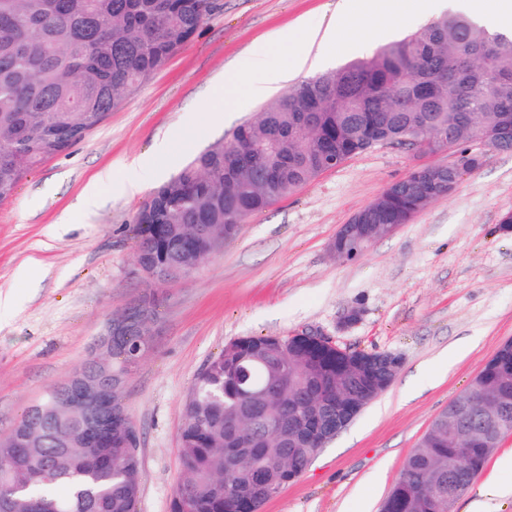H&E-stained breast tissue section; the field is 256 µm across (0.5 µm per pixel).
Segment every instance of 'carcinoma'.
<instances>
[{
  "label": "carcinoma",
  "mask_w": 512,
  "mask_h": 512,
  "mask_svg": "<svg viewBox=\"0 0 512 512\" xmlns=\"http://www.w3.org/2000/svg\"><path fill=\"white\" fill-rule=\"evenodd\" d=\"M217 9L213 0H0V201L48 154L67 151L178 53ZM449 129L458 151L479 128L512 123V38L465 18L433 22L369 56L303 81L240 124L227 145L201 153L157 187L134 215L136 261L155 285L168 262L192 265L238 234L237 225L323 173L382 143L415 144L417 122ZM375 202L391 216L428 200L399 190ZM278 340L286 368L272 369ZM305 339L244 336L198 373L184 401L178 445L182 480L171 512H261L300 475L312 445L279 427L311 382L321 395L298 404L315 426L330 404L395 376L377 364ZM485 416L512 405V349L499 347L468 388ZM59 385L0 436V512H136L140 460L126 437L136 426L117 397L102 440L83 438ZM499 443L439 415L384 500L381 512H454ZM65 487L66 494L58 493Z\"/></svg>",
  "instance_id": "1"
}]
</instances>
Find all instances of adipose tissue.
I'll list each match as a JSON object with an SVG mask.
<instances>
[{
	"instance_id": "obj_1",
	"label": "adipose tissue",
	"mask_w": 512,
	"mask_h": 512,
	"mask_svg": "<svg viewBox=\"0 0 512 512\" xmlns=\"http://www.w3.org/2000/svg\"><path fill=\"white\" fill-rule=\"evenodd\" d=\"M395 0H337L325 24L309 27L297 20L288 31L278 32L257 43L250 54L241 60L236 70L227 73L223 85L214 93L216 104L225 112H239L256 99L280 89L290 79L311 73L322 67L330 54L356 51L363 46V34L353 25V16L369 15L377 10L394 12ZM465 12L488 29L512 34V0H409L408 19L427 17L442 10ZM288 51L285 66L271 67L267 58L273 48ZM262 67L266 70L262 85L251 87L246 95H238L237 86L243 70Z\"/></svg>"
}]
</instances>
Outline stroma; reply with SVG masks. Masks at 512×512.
I'll use <instances>...</instances> for the list:
<instances>
[{
  "label": "stroma",
  "mask_w": 512,
  "mask_h": 512,
  "mask_svg": "<svg viewBox=\"0 0 512 512\" xmlns=\"http://www.w3.org/2000/svg\"><path fill=\"white\" fill-rule=\"evenodd\" d=\"M329 2L219 0L194 39L135 95L0 202V291L11 297L0 310V435L84 360L113 318L149 292L159 298L150 348L126 388L140 440L137 512H171L184 400L207 362L240 337L318 334L402 360L391 386L262 512H380L433 420L512 340V232L500 228L512 212V152L483 151L481 165L451 194L353 261L330 250L340 225L413 168L452 162L451 154L377 146L246 219L233 241L188 275L156 289L137 275L133 217L147 193L227 141L263 105L256 99L216 120L210 97L226 70L297 18L321 25ZM364 26V47L338 56L336 66L414 31L394 15ZM168 134L179 137L175 155L155 154ZM137 155L150 163L143 193L130 196L121 169ZM107 168L111 181L79 206L85 186ZM455 347L460 356H451ZM511 454L509 436L455 512L477 500L484 512H512V472L496 467ZM489 483L498 494L480 498Z\"/></svg>",
  "instance_id": "1"
}]
</instances>
